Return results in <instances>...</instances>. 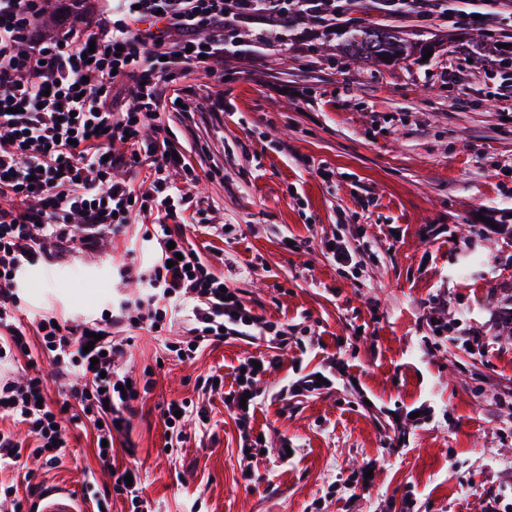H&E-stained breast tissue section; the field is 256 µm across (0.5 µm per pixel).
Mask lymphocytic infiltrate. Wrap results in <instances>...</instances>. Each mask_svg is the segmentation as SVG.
<instances>
[{"label": "lymphocytic infiltrate", "instance_id": "lymphocytic-infiltrate-1", "mask_svg": "<svg viewBox=\"0 0 512 512\" xmlns=\"http://www.w3.org/2000/svg\"><path fill=\"white\" fill-rule=\"evenodd\" d=\"M45 0H0V512H25L6 473H18L22 450L13 432L26 426L36 455L61 464L69 448L67 426H92L96 440L114 442L128 427L141 397L127 365V332L152 333L176 361H193L206 347L230 340L282 344L291 324L257 314L241 288L227 285L206 265L181 226L189 202L170 180L185 168L170 136L145 138L159 118L160 82L177 67L216 76L228 44L225 30L256 18L305 13L332 27L352 0H115L98 19L72 5L61 8L52 32H44ZM380 11L424 22L448 14L462 30L485 38L489 73L512 66V47L498 32L512 21V0H473L460 8L448 0H378ZM127 87L130 103L113 107L115 85ZM126 145L114 153L115 143ZM148 169L150 189L140 192L114 179L117 168ZM152 224L134 227L133 212ZM130 242L118 267L120 283L137 280V297L116 294L108 315L72 324L57 313L26 324L20 296L25 274L67 255L96 251L106 237ZM188 325V339L165 335L175 321ZM98 341H90V334ZM48 357L60 382L49 399L34 368ZM275 357L244 359L242 380L224 396L239 431L240 469L250 472L265 445L251 422L259 385ZM352 376L341 358L321 372L283 380L276 396L288 402L322 395ZM205 407L170 401L160 409L169 445L182 447L184 423Z\"/></svg>", "mask_w": 512, "mask_h": 512}]
</instances>
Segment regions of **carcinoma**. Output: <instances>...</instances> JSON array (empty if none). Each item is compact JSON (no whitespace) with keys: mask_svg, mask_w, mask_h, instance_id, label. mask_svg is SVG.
<instances>
[{"mask_svg":"<svg viewBox=\"0 0 512 512\" xmlns=\"http://www.w3.org/2000/svg\"><path fill=\"white\" fill-rule=\"evenodd\" d=\"M341 54L349 61L375 60L396 65L411 57L414 47L391 29L358 26L343 33Z\"/></svg>","mask_w":512,"mask_h":512,"instance_id":"1","label":"carcinoma"}]
</instances>
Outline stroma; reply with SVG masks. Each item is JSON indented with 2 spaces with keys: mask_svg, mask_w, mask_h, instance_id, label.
Masks as SVG:
<instances>
[{
  "mask_svg": "<svg viewBox=\"0 0 512 512\" xmlns=\"http://www.w3.org/2000/svg\"><path fill=\"white\" fill-rule=\"evenodd\" d=\"M356 20L436 51L399 66L352 62L328 28L258 20L235 31L223 83L188 69L162 84L193 101L187 113L160 110L196 176L189 208L208 216L186 226L189 241L257 313L294 326L274 351L280 367L263 384L254 427L271 443L288 436L297 453L259 459L244 480L219 394L208 437L195 440L190 422L191 440L166 449L159 404L196 398L213 372L233 385L240 360L269 349L231 340L180 363L139 332L132 366L151 371L153 385L130 439L153 512H481L486 496L512 497V336L500 324L512 305V123L484 99L480 32L388 16L375 0H356L341 23ZM218 224L233 230L217 237ZM336 234L371 243L372 255L337 268L321 252ZM286 236L306 250L285 247ZM124 248L118 239L64 259L50 279L33 269L25 302L79 320L101 315ZM443 303L454 337L426 347L424 316ZM333 354L356 387L271 399L295 363L312 368ZM423 403L432 418L391 447L387 411ZM69 444L60 466L28 459L41 491L106 490L110 512H133L83 426L70 425ZM368 466L369 493L350 498L343 481Z\"/></svg>",
  "mask_w": 512,
  "mask_h": 512,
  "instance_id": "obj_1",
  "label": "stroma"
}]
</instances>
